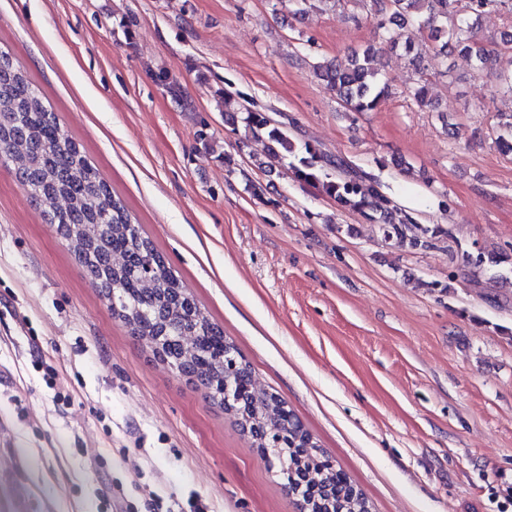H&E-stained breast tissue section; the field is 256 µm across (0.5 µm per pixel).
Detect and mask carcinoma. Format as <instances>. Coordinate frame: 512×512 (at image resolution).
I'll use <instances>...</instances> for the list:
<instances>
[{"label":"carcinoma","mask_w":512,"mask_h":512,"mask_svg":"<svg viewBox=\"0 0 512 512\" xmlns=\"http://www.w3.org/2000/svg\"><path fill=\"white\" fill-rule=\"evenodd\" d=\"M343 12L352 3L370 5L375 27L387 49L405 56L417 79L402 94L418 108L432 109L429 88L420 76L425 55L412 44H399L391 26L415 27L439 55L459 52L477 70L512 95V73L493 68L501 46L512 48V0H335ZM498 12L509 31L500 40L481 37L472 17ZM373 48L351 55L344 67L333 62L314 67V75L336 93L349 112H374L391 96L388 82L370 66ZM267 138L272 162L293 157L294 178L316 183L341 206L358 209L379 225L388 239L431 248L448 234L442 225L411 224L397 218L391 201L378 187L341 175L342 163L306 144L300 148L288 131L270 125L261 112L247 111L243 139ZM0 151L15 163V174L56 225L78 263L108 301L112 315L131 335L150 344L155 354L205 397L228 387L218 400L241 429L251 435L270 464L286 475L284 488L297 498L300 512H370L367 499L348 475L319 449L284 399L255 389L252 369L224 331L212 323L164 257L142 235L138 224L111 187L62 131L55 115L42 103L32 84L8 54L0 52ZM474 267L509 264L512 255L466 252Z\"/></svg>","instance_id":"1"}]
</instances>
